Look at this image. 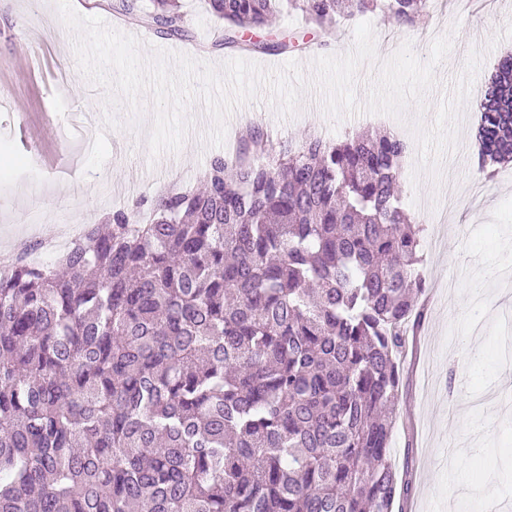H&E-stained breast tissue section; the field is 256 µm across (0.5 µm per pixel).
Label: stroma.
I'll use <instances>...</instances> for the list:
<instances>
[{
  "instance_id": "stroma-1",
  "label": "stroma",
  "mask_w": 512,
  "mask_h": 512,
  "mask_svg": "<svg viewBox=\"0 0 512 512\" xmlns=\"http://www.w3.org/2000/svg\"><path fill=\"white\" fill-rule=\"evenodd\" d=\"M114 0H72L76 11L101 17L122 32L143 31L140 51L182 53L200 46L204 62L221 66L236 58L224 48V22L205 0H180L188 35L164 37L117 14ZM380 59L411 42L419 60H428L435 38L451 37L453 47L436 68L437 84L424 106L409 104L404 119L359 114L334 119L323 110L322 94L304 92L294 115H282L268 91L236 108L227 118L226 143L236 129L253 120L283 140L301 142L320 136L340 140L362 132L384 131L402 139L401 189L405 210L422 228V239L442 233L440 250L424 253L422 268L451 282L450 292L425 290V318L401 361L403 374L392 460L409 483L400 501L403 512H512V166L491 179L479 172L470 151L474 118L467 106L457 116L458 143L443 159L440 174L420 166L418 143L408 123L434 122L438 104L451 97L471 52L481 56L469 98L479 101L485 77L512 48V0H450L447 11L403 29L373 19ZM355 22L340 29L305 25L301 14L279 13L272 23L251 31L258 40H290L298 50L285 54H249L267 69L298 61L312 77L314 57L341 55L354 46ZM72 47V34L61 21L55 0H0V244L23 232L31 198H39L50 219L72 217L78 224L100 223L115 209H136L148 221L168 184L199 186L211 159L224 146H211L212 127L201 101L189 104L192 120L182 148L151 156L147 137L152 123L150 96L132 117L125 107L114 116L124 127L97 139L94 151L81 147L88 128L104 125L105 108L89 99H105L101 87L84 89ZM137 186L136 195L101 194L100 186ZM464 450L459 468L448 466V444Z\"/></svg>"
}]
</instances>
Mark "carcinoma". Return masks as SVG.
Returning <instances> with one entry per match:
<instances>
[{"instance_id": "cac0c4a2", "label": "carcinoma", "mask_w": 512, "mask_h": 512, "mask_svg": "<svg viewBox=\"0 0 512 512\" xmlns=\"http://www.w3.org/2000/svg\"><path fill=\"white\" fill-rule=\"evenodd\" d=\"M118 0L164 36L178 0ZM224 47L285 7L399 28L432 0H207ZM478 170L512 162V54L487 78ZM390 134L273 139L258 123L141 224L123 209L63 258L0 275V512H394L420 232Z\"/></svg>"}]
</instances>
